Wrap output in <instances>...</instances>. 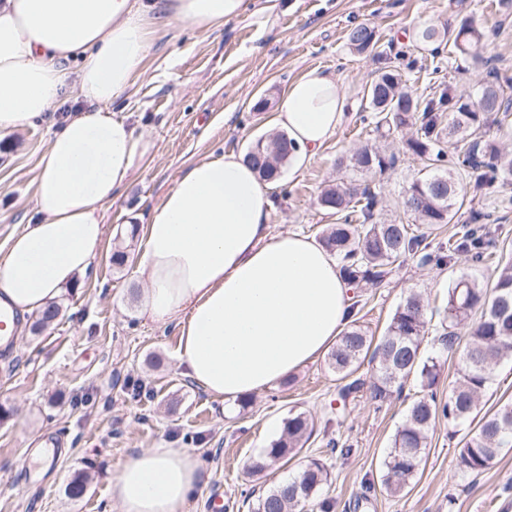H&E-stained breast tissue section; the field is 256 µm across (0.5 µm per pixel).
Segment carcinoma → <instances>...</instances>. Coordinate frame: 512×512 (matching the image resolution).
I'll list each match as a JSON object with an SVG mask.
<instances>
[{
	"instance_id": "carcinoma-1",
	"label": "carcinoma",
	"mask_w": 512,
	"mask_h": 512,
	"mask_svg": "<svg viewBox=\"0 0 512 512\" xmlns=\"http://www.w3.org/2000/svg\"><path fill=\"white\" fill-rule=\"evenodd\" d=\"M482 38L477 27L464 23L452 34L427 27L417 33L416 44L430 48L432 73L437 74L444 47L451 45L465 54L478 47ZM348 41L359 52L373 51L378 43L374 28L365 23L349 30ZM401 83L397 67H382L368 86L366 101L373 132L380 137L414 129L404 149L423 162L426 176L413 180L404 191L402 208L413 223L376 217L380 192L368 178L395 169L398 156L365 145L339 159L345 176L317 198L323 209L336 216V223L323 228L319 241L336 257L344 278L355 288L381 282L410 255L423 264L446 267L461 252L475 266L493 268L494 279L486 287L475 278H462L448 289L439 340L444 349L459 354V364L446 400L433 391L438 359L421 355L428 320L424 299L417 293H410L397 306L377 339L357 317H351L328 354V368L336 374L343 401L366 391L381 407L401 393L410 379L420 383L419 395L394 433L383 462V484L391 493L403 492L416 476L429 439L442 421L453 426L477 421L464 436L458 455L463 472H482L504 450L512 449V403L485 413L480 408L496 366L512 356V261L497 255L486 227L496 211L512 203L497 194L498 180L512 178V154L502 153L486 134L491 114L507 117L512 112V98L506 95L512 77L506 70L493 71L476 97L466 87L436 80L429 85L430 93L417 96L403 90ZM292 151L286 135L278 133L255 140L245 157L263 180L274 182ZM465 183L472 186L473 198L485 200L484 207L471 209L460 236L435 246L441 225L451 223L465 205L461 194ZM366 358L377 363V374L368 384L355 376ZM314 429V419L304 412L288 417L280 437L267 448L269 463L254 472L296 456ZM329 478L326 463L313 459L296 475L258 496L253 512H304L314 501L320 512H332L331 499H318Z\"/></svg>"
}]
</instances>
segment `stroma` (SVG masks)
Here are the masks:
<instances>
[{
  "label": "stroma",
  "instance_id": "stroma-1",
  "mask_svg": "<svg viewBox=\"0 0 512 512\" xmlns=\"http://www.w3.org/2000/svg\"><path fill=\"white\" fill-rule=\"evenodd\" d=\"M237 19L204 29L175 23L158 30L134 86L109 105L153 143L150 157L133 173L120 197L106 205L112 234L80 285L62 296L56 322L40 334L24 333L16 349L0 351V512H119L111 497L120 466L145 448H183L193 453L202 481L187 512H208L214 496L228 512H250L243 495L262 493L312 459L327 463L322 497L335 512H512V452L480 474L460 472L457 457L468 428L437 426L415 479L394 495L382 483L391 438L418 390L407 383L401 397L374 409L366 397L340 400L336 376L318 357L289 380L238 400L233 412L184 376L176 358L173 326L141 316L139 241L133 224L147 222L175 179L193 161L234 151L269 134L286 87L320 68L336 75L352 105L346 123L304 167L284 165L270 190L273 233L317 238L336 218L321 209V189L339 175L336 160L364 144L398 149L400 137L382 139L365 122V89L380 67L375 53L354 50L353 24L377 33L379 50L394 55L410 35L427 26L455 28L469 22L484 33L468 56L450 53L439 80L477 89L487 66L512 73V10L497 0H245ZM378 50V51H379ZM264 109H257L259 100ZM81 105L62 96L44 120L0 138V246L34 205L37 163L65 115ZM419 160L403 157L397 169L375 178L382 214L398 216L406 186L421 175ZM127 247L124 266L112 263L116 246ZM491 272L465 255L445 268L407 258L376 286L360 288V322L383 331L410 292L422 295L431 321L422 349L439 358L435 389L447 397L458 355L438 341L448 290L456 279ZM304 412L316 430L287 465L260 474L250 460L277 439L289 414ZM354 446L345 458L328 455L326 437ZM58 459L48 471L32 461L37 446ZM87 475V492L69 497L66 487Z\"/></svg>",
  "mask_w": 512,
  "mask_h": 512
}]
</instances>
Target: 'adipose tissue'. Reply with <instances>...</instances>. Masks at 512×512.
<instances>
[{"label": "adipose tissue", "mask_w": 512, "mask_h": 512, "mask_svg": "<svg viewBox=\"0 0 512 512\" xmlns=\"http://www.w3.org/2000/svg\"><path fill=\"white\" fill-rule=\"evenodd\" d=\"M244 0H0V136L33 126L65 90L68 116L37 164L34 206L0 246V306L37 318L92 267L107 234L103 211L153 144L105 104L135 83L156 27L200 28L239 17ZM78 63L76 73L62 64ZM341 82L313 68L282 95L273 127L302 166L347 118ZM270 185L244 155L208 156L176 178L145 226L142 312L174 325L185 376L213 399L278 385L322 355L350 320L351 288L304 235L272 234ZM196 456L138 452L112 479L121 512H186L199 487Z\"/></svg>", "instance_id": "obj_1"}]
</instances>
